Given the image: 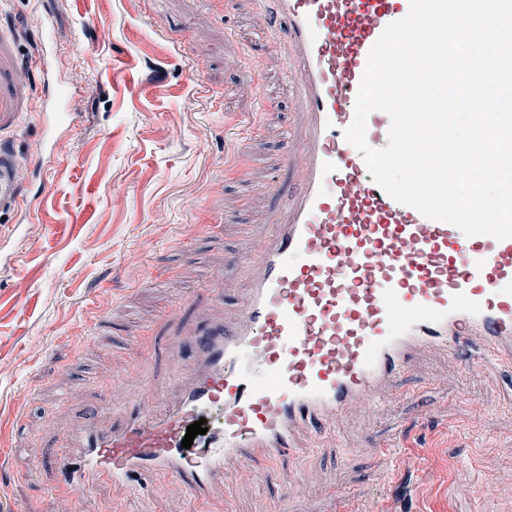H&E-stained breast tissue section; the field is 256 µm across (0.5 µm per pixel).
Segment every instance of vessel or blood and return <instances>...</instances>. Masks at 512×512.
I'll return each mask as SVG.
<instances>
[{"instance_id": "1", "label": "vessel or blood", "mask_w": 512, "mask_h": 512, "mask_svg": "<svg viewBox=\"0 0 512 512\" xmlns=\"http://www.w3.org/2000/svg\"><path fill=\"white\" fill-rule=\"evenodd\" d=\"M276 3L301 130L284 163L301 171L302 188L259 238L233 324L194 339L177 403L138 400L109 427L89 420L68 431L57 468L77 495L99 481L127 492L159 476L197 500L243 454L299 453L297 430L323 434L378 399L418 351L512 358V238L468 237L397 203L344 138L368 53L409 0ZM389 126L372 112L368 144L386 146ZM18 197L1 154L0 200ZM216 404L223 423L186 451L188 424Z\"/></svg>"}]
</instances>
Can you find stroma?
Segmentation results:
<instances>
[{
	"label": "stroma",
	"instance_id": "35a3bbf8",
	"mask_svg": "<svg viewBox=\"0 0 512 512\" xmlns=\"http://www.w3.org/2000/svg\"><path fill=\"white\" fill-rule=\"evenodd\" d=\"M0 0V132L20 203L0 205V512H512V362L438 350L305 453L241 458L202 500L178 481L71 499L62 431L130 381L174 403L188 353L231 318L256 237L301 188L279 158L291 78L261 38L273 0ZM223 281H215V274ZM221 284L220 306L206 288ZM104 325L88 326L96 316Z\"/></svg>",
	"mask_w": 512,
	"mask_h": 512
}]
</instances>
